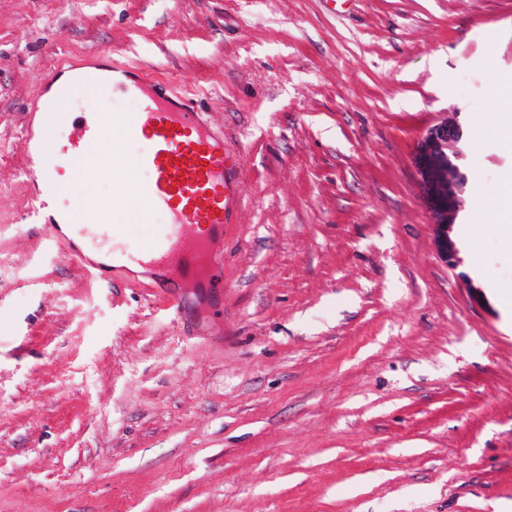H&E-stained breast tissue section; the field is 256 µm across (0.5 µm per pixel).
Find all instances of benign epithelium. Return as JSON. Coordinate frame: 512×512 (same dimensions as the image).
<instances>
[{
  "instance_id": "obj_1",
  "label": "benign epithelium",
  "mask_w": 512,
  "mask_h": 512,
  "mask_svg": "<svg viewBox=\"0 0 512 512\" xmlns=\"http://www.w3.org/2000/svg\"><path fill=\"white\" fill-rule=\"evenodd\" d=\"M462 138V128L444 120L426 131L414 152L424 200L433 220L435 247L439 257L450 266L455 265L458 255L451 226L462 205L460 192L465 175L457 164L459 153L448 155V146Z\"/></svg>"
}]
</instances>
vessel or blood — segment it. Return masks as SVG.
<instances>
[{
	"label": "vessel or blood",
	"mask_w": 512,
	"mask_h": 512,
	"mask_svg": "<svg viewBox=\"0 0 512 512\" xmlns=\"http://www.w3.org/2000/svg\"><path fill=\"white\" fill-rule=\"evenodd\" d=\"M106 72L114 74L119 94L138 99V111L102 113L93 123L78 125L71 113L46 104L41 126L27 124L24 137L31 159L27 177L36 188L30 218L42 225L47 237L57 238L58 226L66 218L60 205L68 200L59 171H69L81 182L104 163L119 168L131 160L134 168L150 175L139 187L137 205H130L123 193L114 194L108 203L93 201L89 209L94 221L80 225L78 234L108 252L121 253L125 265L172 266L182 280L223 292L224 226L232 221L237 185V167L225 151L223 133L191 99L112 58L105 59L101 71L75 75L72 83L59 86L58 93L66 95L74 83L95 84ZM56 125L70 127L66 144L46 136V129ZM127 139L143 144L131 159L123 148ZM159 213L168 219L166 232L125 247L127 219L149 224Z\"/></svg>",
	"instance_id": "vessel-or-blood-1"
}]
</instances>
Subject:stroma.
I'll return each mask as SVG.
<instances>
[{
    "mask_svg": "<svg viewBox=\"0 0 512 512\" xmlns=\"http://www.w3.org/2000/svg\"><path fill=\"white\" fill-rule=\"evenodd\" d=\"M104 51L237 162L224 292L176 321L24 221L42 82ZM510 75L512 0H0V512H512ZM446 119L453 269L414 164Z\"/></svg>",
    "mask_w": 512,
    "mask_h": 512,
    "instance_id": "obj_1",
    "label": "stroma"
}]
</instances>
